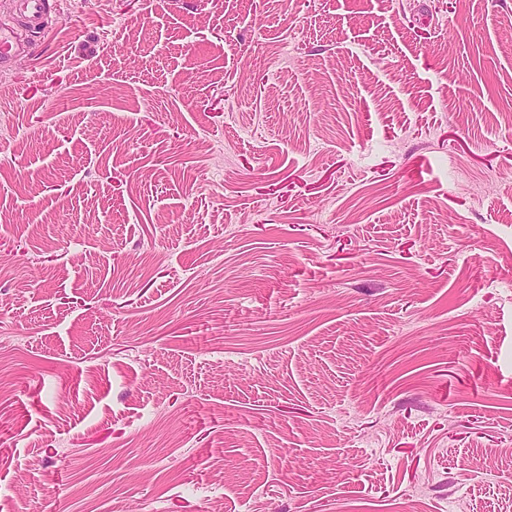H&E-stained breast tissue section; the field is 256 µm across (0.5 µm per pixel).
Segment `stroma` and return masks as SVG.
<instances>
[{
  "instance_id": "1",
  "label": "stroma",
  "mask_w": 512,
  "mask_h": 512,
  "mask_svg": "<svg viewBox=\"0 0 512 512\" xmlns=\"http://www.w3.org/2000/svg\"><path fill=\"white\" fill-rule=\"evenodd\" d=\"M49 4L0 512H512V0Z\"/></svg>"
}]
</instances>
